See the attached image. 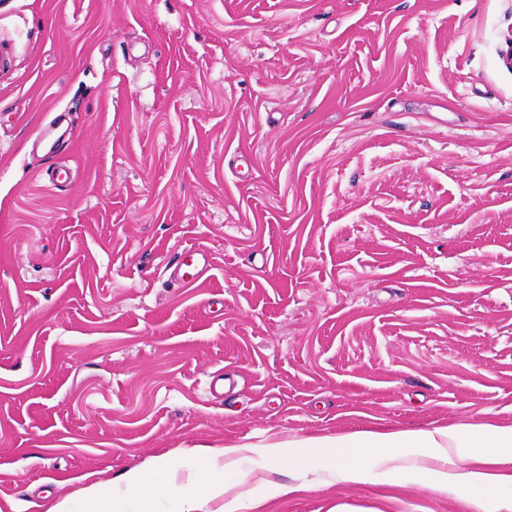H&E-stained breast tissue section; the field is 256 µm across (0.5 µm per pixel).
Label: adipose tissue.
I'll return each mask as SVG.
<instances>
[{"mask_svg":"<svg viewBox=\"0 0 512 512\" xmlns=\"http://www.w3.org/2000/svg\"><path fill=\"white\" fill-rule=\"evenodd\" d=\"M512 462V425L472 430L449 426L433 431L354 432L330 439L309 437L285 448L270 444L248 455L246 446L200 449L195 466L178 475L168 456L124 471L117 481L92 483L57 499L47 512H97L111 499L144 508L160 486L174 485L176 512H201L222 500V512H248L254 488L271 496L294 492V483L323 472L350 484L382 478H425L439 491L468 494L476 512L495 502L496 512H512V477L490 472V465ZM287 471L286 483L271 482L270 471Z\"/></svg>","mask_w":512,"mask_h":512,"instance_id":"ef3b65f1","label":"adipose tissue"}]
</instances>
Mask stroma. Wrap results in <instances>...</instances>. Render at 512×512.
Returning <instances> with one entry per match:
<instances>
[{
	"label": "stroma",
	"instance_id": "35a3bbf8",
	"mask_svg": "<svg viewBox=\"0 0 512 512\" xmlns=\"http://www.w3.org/2000/svg\"><path fill=\"white\" fill-rule=\"evenodd\" d=\"M511 30L512 0H0V512L198 446L512 425ZM340 505L472 512L329 473L255 512ZM199 259L203 261L202 266L206 265L208 262L206 256L203 253L193 250L192 248L185 249L182 253L179 254V256L176 257L175 261L170 267L167 266V270L173 267L174 279L182 284H186L190 281L185 279L186 273H182L183 268L192 266L194 262L198 261Z\"/></svg>",
	"mask_w": 512,
	"mask_h": 512
}]
</instances>
